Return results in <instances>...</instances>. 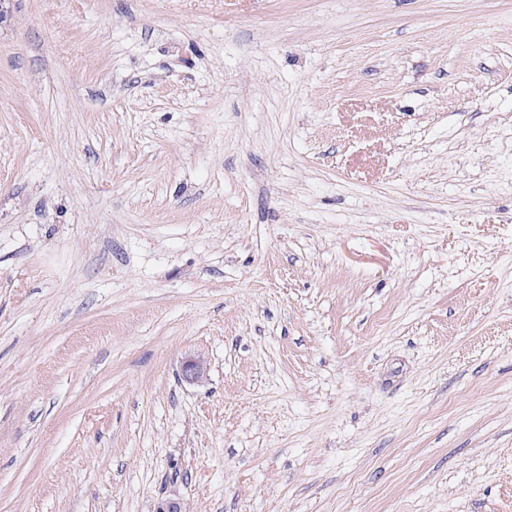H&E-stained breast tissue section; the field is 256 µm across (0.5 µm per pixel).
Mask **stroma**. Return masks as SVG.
I'll list each match as a JSON object with an SVG mask.
<instances>
[{"label": "stroma", "instance_id": "35a3bbf8", "mask_svg": "<svg viewBox=\"0 0 512 512\" xmlns=\"http://www.w3.org/2000/svg\"><path fill=\"white\" fill-rule=\"evenodd\" d=\"M167 498L512 512V0H0V512ZM208 367L202 357H190L182 363L181 378L191 385H202L207 380Z\"/></svg>", "mask_w": 512, "mask_h": 512}]
</instances>
